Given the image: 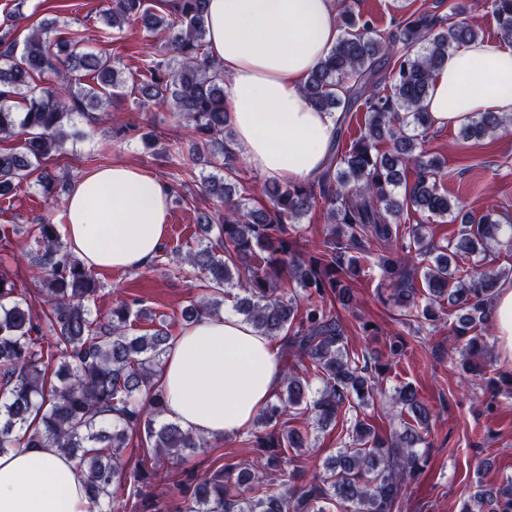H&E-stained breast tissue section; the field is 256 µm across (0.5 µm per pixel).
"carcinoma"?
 Segmentation results:
<instances>
[{
  "label": "carcinoma",
  "instance_id": "obj_1",
  "mask_svg": "<svg viewBox=\"0 0 512 512\" xmlns=\"http://www.w3.org/2000/svg\"><path fill=\"white\" fill-rule=\"evenodd\" d=\"M29 0H10L11 23L0 30V139L16 144L0 148V199L11 197L21 182L34 183L47 196L68 189L70 177L55 169L52 157L68 140L83 133L70 130L73 118L93 124L98 109L127 96L141 109L161 108L187 130L188 151H172L151 131L144 146L171 160L187 178L199 165L213 172L202 177V193L224 207L202 214L203 241L182 262L203 274L207 296L184 308L183 323L215 315L221 300L233 295L235 310L254 330L280 339L285 362L275 400L259 414L263 430L248 444L268 448L258 471L246 463H225L198 475L189 470L179 482L181 502L152 491L160 479V457L179 464L205 451V437L162 419L164 399L155 377L163 355L175 340L164 325L149 333H130L131 318H148L137 299L112 306L106 320L93 318L90 301L97 281L68 252L55 225L34 224L29 233L36 249L20 254L43 273L42 292L51 307L37 321L27 298L0 268V454L24 434L29 448L52 445L73 456L85 476L88 512H394L407 482L420 472L417 446L424 441L431 411L417 391H396L393 405L410 418L403 430L385 437L363 418H355L348 441L327 459L323 469L295 483L284 465L303 456L308 428L281 423L285 408L311 412L316 426L327 428L352 408L374 399L375 374L359 354L349 350L345 325L334 301L348 305L352 286L364 273L368 242L385 249L377 267L384 300L404 309L419 325L442 320V305L456 313V349L475 361L490 354L483 337L470 335L493 308L498 285L512 279L509 270L473 271L455 276L458 259L485 251L488 241L506 235L512 225L485 214L464 212L459 198L440 192L437 176L445 162L425 153L419 136L431 125L423 103L434 73L453 48L482 40L463 19L429 11L409 16L388 32L362 19L343 2L337 24L343 33L331 52L304 78L302 92L322 112L365 110L367 123L348 149L334 144L329 164L313 182L273 181L263 188L269 205L246 207L249 193L237 188L236 155L224 143L230 120L224 107V70L207 51L206 0H109L103 10L106 28L123 31L136 25L164 39L161 53L147 55L138 71L125 76L119 57L92 51L84 33L67 21L43 19L15 35L29 18ZM501 36L512 40V0H493ZM390 92H385V89ZM504 117L482 112L464 129L468 138H483L504 127ZM391 144L380 152L379 146ZM420 168L406 186L401 173ZM432 216H461L455 241L440 245L419 224L408 234L398 219L404 207ZM327 221L320 249L303 256L295 249V224L315 208ZM402 244L406 255L393 252ZM289 279L307 292L305 305L282 288ZM422 285H417V282ZM53 344L42 345L43 329ZM321 387L312 390L309 374ZM142 455L134 465L122 452L132 440ZM472 506L462 512H512V478L497 487L477 483Z\"/></svg>",
  "mask_w": 512,
  "mask_h": 512
}]
</instances>
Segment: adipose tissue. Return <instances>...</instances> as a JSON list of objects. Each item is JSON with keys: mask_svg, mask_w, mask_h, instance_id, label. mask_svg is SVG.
Listing matches in <instances>:
<instances>
[{"mask_svg": "<svg viewBox=\"0 0 512 512\" xmlns=\"http://www.w3.org/2000/svg\"><path fill=\"white\" fill-rule=\"evenodd\" d=\"M208 48L224 67L234 151L265 178L319 177L341 118L301 92L339 35L334 0H209ZM434 127L481 112L512 116V46L470 43L449 53L424 102ZM168 184L129 165L75 180L64 198L65 243L90 270H140L164 241ZM280 352L232 313L186 325L157 375L167 421L210 439L233 436L273 400ZM0 512H87L85 478L58 448L23 445L0 455Z\"/></svg>", "mask_w": 512, "mask_h": 512, "instance_id": "1", "label": "adipose tissue"}]
</instances>
